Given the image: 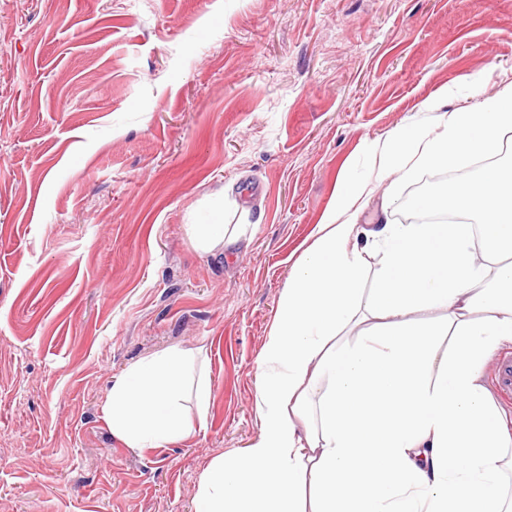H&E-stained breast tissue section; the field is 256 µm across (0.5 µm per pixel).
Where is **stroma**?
<instances>
[{
    "label": "stroma",
    "mask_w": 512,
    "mask_h": 512,
    "mask_svg": "<svg viewBox=\"0 0 512 512\" xmlns=\"http://www.w3.org/2000/svg\"><path fill=\"white\" fill-rule=\"evenodd\" d=\"M512 81V0H0V512H193L249 447L281 292L353 157L466 75ZM425 166L375 186L406 223ZM242 227L202 254L214 203ZM204 349L194 433L136 453L112 378Z\"/></svg>",
    "instance_id": "stroma-1"
}]
</instances>
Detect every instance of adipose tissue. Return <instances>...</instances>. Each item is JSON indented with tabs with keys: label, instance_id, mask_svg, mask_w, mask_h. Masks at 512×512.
I'll list each match as a JSON object with an SVG mask.
<instances>
[{
	"label": "adipose tissue",
	"instance_id": "1",
	"mask_svg": "<svg viewBox=\"0 0 512 512\" xmlns=\"http://www.w3.org/2000/svg\"><path fill=\"white\" fill-rule=\"evenodd\" d=\"M484 81L465 76L468 104L452 112L447 95L425 100L339 179L258 360L261 434L203 471L194 512H512V437L480 374L512 343V176L489 168L454 188L453 207L480 225L377 215L358 228L374 185L412 151L445 169L496 150L512 128V82L481 100ZM188 232L200 253L240 237L220 203ZM366 249L377 256L369 277ZM500 257L508 265L489 274ZM431 309L442 317L421 320ZM210 391L204 352L170 347L115 376L103 418L126 448H166L190 436ZM304 464L317 490L309 511Z\"/></svg>",
	"mask_w": 512,
	"mask_h": 512
}]
</instances>
